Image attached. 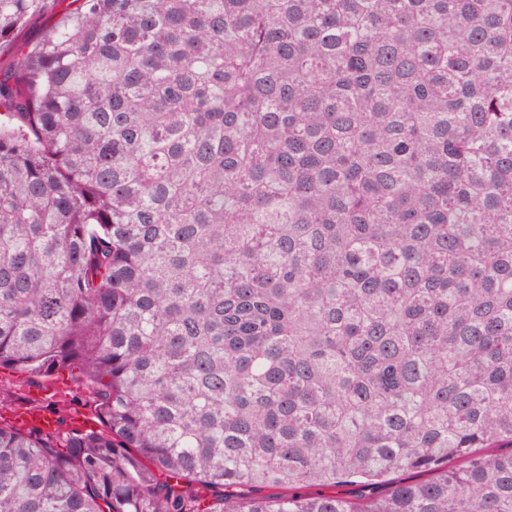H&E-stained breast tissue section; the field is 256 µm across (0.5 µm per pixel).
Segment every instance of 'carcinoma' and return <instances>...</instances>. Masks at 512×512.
<instances>
[{
  "instance_id": "1",
  "label": "carcinoma",
  "mask_w": 512,
  "mask_h": 512,
  "mask_svg": "<svg viewBox=\"0 0 512 512\" xmlns=\"http://www.w3.org/2000/svg\"><path fill=\"white\" fill-rule=\"evenodd\" d=\"M74 2L0 69V368L107 431L0 426V512H512V0Z\"/></svg>"
}]
</instances>
